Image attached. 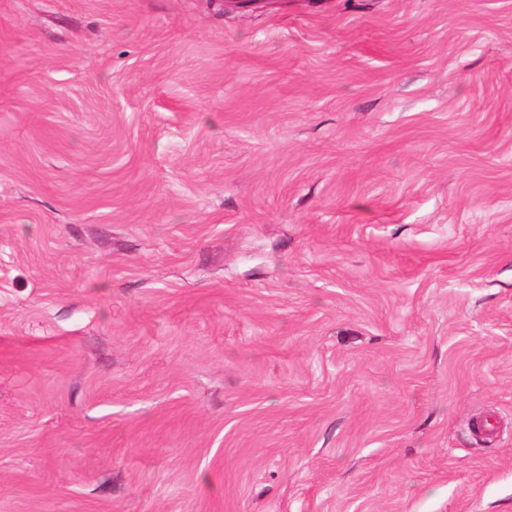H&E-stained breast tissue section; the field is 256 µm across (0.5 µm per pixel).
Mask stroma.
<instances>
[{"mask_svg": "<svg viewBox=\"0 0 512 512\" xmlns=\"http://www.w3.org/2000/svg\"><path fill=\"white\" fill-rule=\"evenodd\" d=\"M0 512H512V0H0Z\"/></svg>", "mask_w": 512, "mask_h": 512, "instance_id": "1", "label": "stroma"}]
</instances>
